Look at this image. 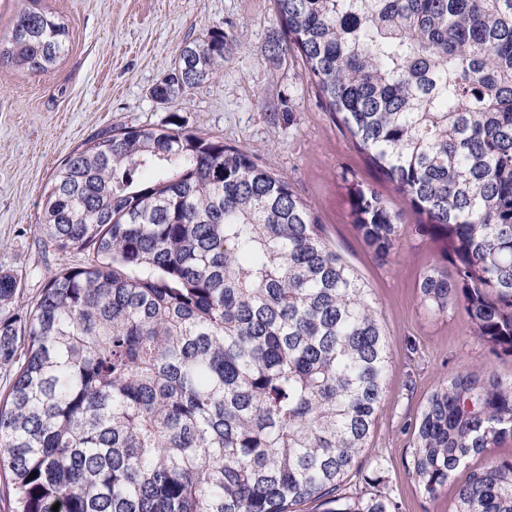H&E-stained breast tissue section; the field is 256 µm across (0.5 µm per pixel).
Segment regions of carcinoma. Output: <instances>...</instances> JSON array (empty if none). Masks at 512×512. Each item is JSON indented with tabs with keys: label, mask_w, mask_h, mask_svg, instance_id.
I'll use <instances>...</instances> for the list:
<instances>
[{
	"label": "carcinoma",
	"mask_w": 512,
	"mask_h": 512,
	"mask_svg": "<svg viewBox=\"0 0 512 512\" xmlns=\"http://www.w3.org/2000/svg\"><path fill=\"white\" fill-rule=\"evenodd\" d=\"M24 0L0 64L51 70L69 28ZM320 99L381 177L448 240L418 282L435 316L512 356V0H277ZM224 30L185 44L166 101L224 68ZM381 261L401 223L348 186ZM31 298L0 271V512H393L344 486L380 409L389 346L375 303L291 184L190 131L115 126L56 169ZM429 495L512 442V381L464 367L413 426ZM37 472L32 478L30 474ZM455 512H512V459L457 487Z\"/></svg>",
	"instance_id": "carcinoma-1"
}]
</instances>
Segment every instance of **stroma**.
Returning a JSON list of instances; mask_svg holds the SVG:
<instances>
[{
	"mask_svg": "<svg viewBox=\"0 0 512 512\" xmlns=\"http://www.w3.org/2000/svg\"><path fill=\"white\" fill-rule=\"evenodd\" d=\"M68 24V51L48 73L0 66V270L24 274L28 294L45 266L77 255H43L36 222L53 169L102 130L151 127L170 115L186 127L253 154L292 183L315 211L331 244L375 303L390 363L381 409L347 492L390 498L396 512H454V488L436 495L408 474L410 429L439 381L470 366L512 379V356L473 336L459 313L433 316L420 305L418 281L446 267L447 245L419 236L423 220L385 183L350 134L323 107L298 53L271 49L281 34L276 0H39ZM227 41L220 76L160 102L151 89L173 68L178 50L209 29ZM381 192L399 214L402 235L379 262L355 229L345 178Z\"/></svg>",
	"mask_w": 512,
	"mask_h": 512,
	"instance_id": "stroma-1",
	"label": "stroma"
}]
</instances>
